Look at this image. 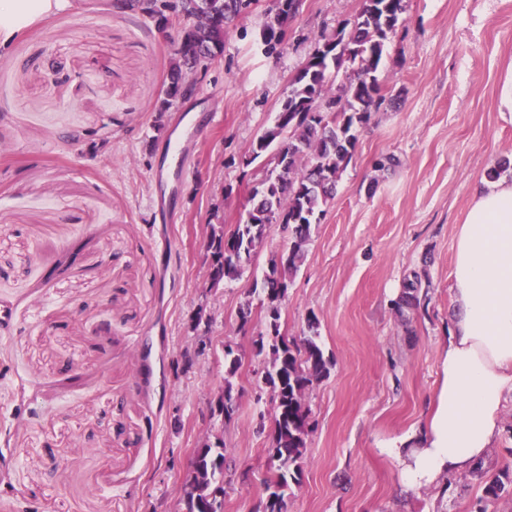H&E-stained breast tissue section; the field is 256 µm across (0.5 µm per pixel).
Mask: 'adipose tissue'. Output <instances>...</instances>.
<instances>
[{
    "mask_svg": "<svg viewBox=\"0 0 512 512\" xmlns=\"http://www.w3.org/2000/svg\"><path fill=\"white\" fill-rule=\"evenodd\" d=\"M70 0H0V52ZM442 381L414 447H387L407 486L469 472L495 444L512 393V179L477 189L456 237Z\"/></svg>",
    "mask_w": 512,
    "mask_h": 512,
    "instance_id": "obj_1",
    "label": "adipose tissue"
}]
</instances>
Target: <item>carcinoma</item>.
Instances as JSON below:
<instances>
[{"instance_id": "1", "label": "carcinoma", "mask_w": 512, "mask_h": 512, "mask_svg": "<svg viewBox=\"0 0 512 512\" xmlns=\"http://www.w3.org/2000/svg\"><path fill=\"white\" fill-rule=\"evenodd\" d=\"M205 18L210 22L206 42L195 45L191 37L178 35L169 61L167 82L155 103L158 118L174 111L189 91L183 85L185 73L200 66L204 59L224 53L226 28L248 9L254 0H205ZM300 0H280L278 12L267 16L263 31L268 34L266 54L277 56L285 41L286 29L281 16H296ZM404 13V0H363V7L352 27L342 26L310 55L290 84L288 95L276 113L274 124L252 144L248 162H253L276 146L273 155L275 176L253 187L246 217L230 233L224 225H210L206 250L210 259L212 286L239 279L264 244L277 216L288 235V261L278 265L270 259L261 283L265 301L264 332L259 335V350L269 348L271 369L262 382L269 387L275 402V424L267 448L274 469L263 482V493L270 500V512H284L285 492L289 483L299 481L300 462L306 452L312 429L310 409L305 398L314 384L330 373L332 362L317 339V317H308L312 334L301 343L290 342L281 333V304L288 284L304 259V244L311 226L321 222L324 206L333 198L336 184L349 163L358 140V129L367 124L372 111L385 98L377 73L386 42L395 33ZM347 66L354 78L332 87L331 70ZM422 285L418 273L404 282L402 305H417V291ZM236 410L234 388L225 381L219 412L230 418ZM196 493L189 494L186 512H223V501L211 505L207 493L214 488L224 491V445H207L195 457ZM483 483L478 512H488L490 505L506 495L512 496V471L490 473L478 465L472 471Z\"/></svg>"}]
</instances>
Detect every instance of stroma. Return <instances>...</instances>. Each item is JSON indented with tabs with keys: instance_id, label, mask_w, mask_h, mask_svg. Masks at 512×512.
<instances>
[{
	"instance_id": "stroma-1",
	"label": "stroma",
	"mask_w": 512,
	"mask_h": 512,
	"mask_svg": "<svg viewBox=\"0 0 512 512\" xmlns=\"http://www.w3.org/2000/svg\"><path fill=\"white\" fill-rule=\"evenodd\" d=\"M278 0H256L224 53L194 77L182 112H218L185 135L157 119L179 29L113 0H81L0 54V512H185L202 444H223L224 512H261L275 408L262 281L280 230L239 280L212 287L210 227L233 230L273 168L249 151L274 123L320 34L353 23L361 0H301L280 56L260 34ZM378 79L386 97L281 305L300 340L317 316L333 365L306 397L314 428L286 512H471L463 473L407 488L385 448L421 435L441 382L456 233L475 189L512 159V0H405ZM190 175L169 212L152 199L160 157ZM400 164L377 167L381 157ZM425 272L417 307L402 282ZM252 309L238 328L242 306ZM202 313L199 327L191 318ZM240 359L228 375L226 349ZM232 381L238 408L215 400ZM164 163L176 182L182 183L190 173L189 166L183 159L178 146H169V150L165 153Z\"/></svg>"
}]
</instances>
